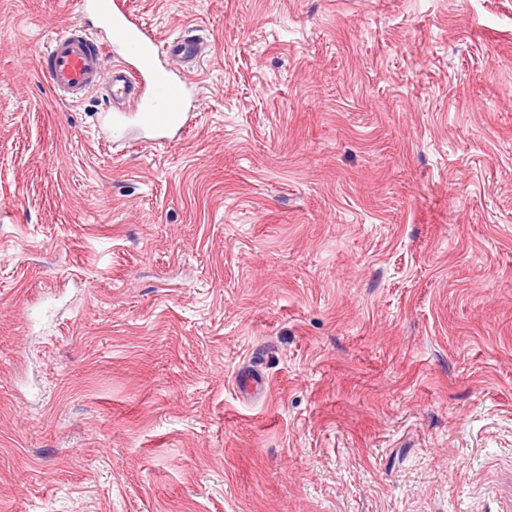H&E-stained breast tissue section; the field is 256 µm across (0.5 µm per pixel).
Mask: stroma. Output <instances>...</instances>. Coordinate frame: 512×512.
Wrapping results in <instances>:
<instances>
[{
  "instance_id": "1",
  "label": "stroma",
  "mask_w": 512,
  "mask_h": 512,
  "mask_svg": "<svg viewBox=\"0 0 512 512\" xmlns=\"http://www.w3.org/2000/svg\"><path fill=\"white\" fill-rule=\"evenodd\" d=\"M128 2L167 143L0 0V512H512V0ZM78 5L98 19L103 36L73 25L39 48V69L57 96L78 102L102 90L112 105L108 135L117 141L126 139L132 127L163 140L184 126L194 86L188 72L205 52L204 41L182 28L161 47L122 0H81ZM172 57L185 64L181 73L168 66Z\"/></svg>"
}]
</instances>
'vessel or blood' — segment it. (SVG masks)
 <instances>
[{
  "label": "vessel or blood",
  "mask_w": 512,
  "mask_h": 512,
  "mask_svg": "<svg viewBox=\"0 0 512 512\" xmlns=\"http://www.w3.org/2000/svg\"><path fill=\"white\" fill-rule=\"evenodd\" d=\"M79 8L98 19L99 33L74 25L37 53L39 69L57 96L77 102L103 91L112 105L108 134L119 141L133 127L163 140L184 126L193 89L186 69L205 52L204 41L184 28L160 45L124 0H80ZM172 57L183 61L184 72L168 66Z\"/></svg>",
  "instance_id": "b4317fda"
}]
</instances>
